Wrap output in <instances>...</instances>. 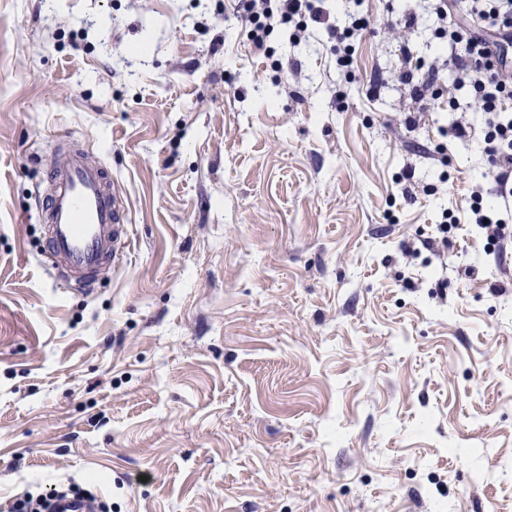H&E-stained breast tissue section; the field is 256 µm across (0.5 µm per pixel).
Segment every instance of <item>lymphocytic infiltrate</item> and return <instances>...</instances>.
Instances as JSON below:
<instances>
[{
  "label": "lymphocytic infiltrate",
  "instance_id": "obj_1",
  "mask_svg": "<svg viewBox=\"0 0 512 512\" xmlns=\"http://www.w3.org/2000/svg\"><path fill=\"white\" fill-rule=\"evenodd\" d=\"M325 0H239L244 12L249 46L254 54L273 59L269 37L275 29L289 31V40L301 42L313 24L327 27L336 42V66L348 70L354 62L355 39L370 26L363 0H343L344 25L329 22ZM457 0H427L434 15L435 37L457 72L454 90H467L485 115L483 151L492 164L489 177L501 195H512V0H466L462 20H452ZM400 81L415 105L440 98L438 64L423 65L409 49L401 51Z\"/></svg>",
  "mask_w": 512,
  "mask_h": 512
}]
</instances>
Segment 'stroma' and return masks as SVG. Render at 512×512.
<instances>
[{
    "instance_id": "1",
    "label": "stroma",
    "mask_w": 512,
    "mask_h": 512,
    "mask_svg": "<svg viewBox=\"0 0 512 512\" xmlns=\"http://www.w3.org/2000/svg\"><path fill=\"white\" fill-rule=\"evenodd\" d=\"M368 7L346 74L322 28L274 33L272 70L237 0H0V512L72 486L111 512H512L484 115L462 92L407 129L394 21L427 62L435 21ZM72 141L129 216L87 296L39 258ZM483 198L482 193L479 190L472 191L470 195V211L475 218V224L484 230L486 237L498 244H504L508 239H512L511 225L512 221V210L511 207L505 206L504 210H500L497 217H493L484 213L483 211ZM487 219V222H484ZM510 221V222H509Z\"/></svg>"
}]
</instances>
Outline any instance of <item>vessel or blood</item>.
<instances>
[{"label":"vessel or blood","mask_w":512,"mask_h":512,"mask_svg":"<svg viewBox=\"0 0 512 512\" xmlns=\"http://www.w3.org/2000/svg\"><path fill=\"white\" fill-rule=\"evenodd\" d=\"M48 177L38 212L46 228L42 254L64 282L89 292L127 248L120 196L111 172L77 148Z\"/></svg>","instance_id":"vessel-or-blood-1"}]
</instances>
